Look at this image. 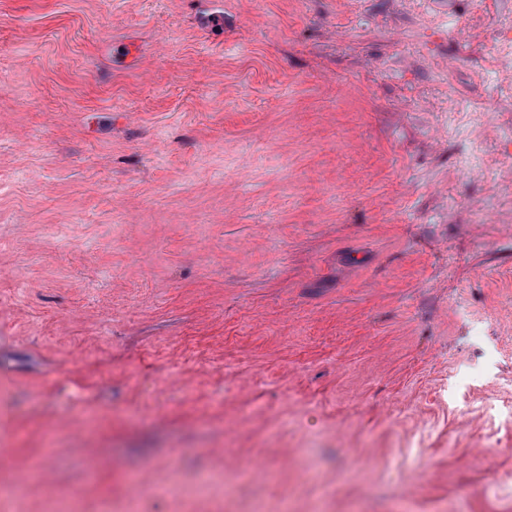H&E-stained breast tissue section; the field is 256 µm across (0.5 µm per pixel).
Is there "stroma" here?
Wrapping results in <instances>:
<instances>
[{
    "label": "stroma",
    "mask_w": 512,
    "mask_h": 512,
    "mask_svg": "<svg viewBox=\"0 0 512 512\" xmlns=\"http://www.w3.org/2000/svg\"><path fill=\"white\" fill-rule=\"evenodd\" d=\"M503 23L0 0V512H512Z\"/></svg>",
    "instance_id": "35a3bbf8"
}]
</instances>
